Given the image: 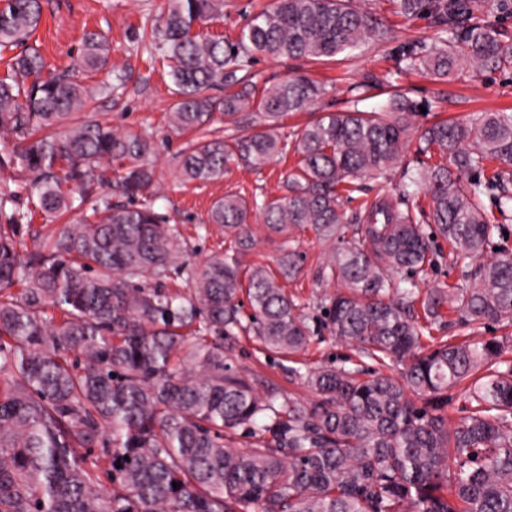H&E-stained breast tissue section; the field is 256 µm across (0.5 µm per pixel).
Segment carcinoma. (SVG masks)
<instances>
[{
	"label": "carcinoma",
	"instance_id": "cac0c4a2",
	"mask_svg": "<svg viewBox=\"0 0 512 512\" xmlns=\"http://www.w3.org/2000/svg\"><path fill=\"white\" fill-rule=\"evenodd\" d=\"M396 2L404 17L440 26L433 43L402 50V69L512 70V35L486 24L481 0ZM221 7L167 0L153 35L177 96L169 125L192 135L179 174L187 183L259 170L290 147L297 162L279 196L214 201L207 223L224 228V253L201 264L156 208L152 138L89 111L104 90L87 83L109 63L103 36L85 37L71 70L47 69L29 47L0 77V512H512V359L496 337L431 333L448 309L472 325L511 322L512 253L450 288L415 281L439 238L481 257L498 228L482 207L489 184L499 214L512 211V112L416 127L420 103L394 91L378 111L319 115L289 140L278 134L284 118L324 86L295 75L259 90L238 72L257 56L346 60L372 18L354 0H273L234 41L192 32ZM41 18L42 0H3L0 59ZM214 87L224 96L209 95ZM412 136L450 164L410 173L398 201L365 204L344 240L353 181L385 175ZM421 188L427 228L400 208ZM77 199L90 213L21 249L36 215L51 222ZM257 212L279 246L275 272L240 261ZM308 229L346 241L320 268L345 291L317 304L319 326L355 346V359L292 369L311 402L262 396L226 353L242 332L291 363L306 350L317 329L282 281L300 277L297 235ZM455 388L470 408L452 424ZM239 430L253 448L229 445Z\"/></svg>",
	"mask_w": 512,
	"mask_h": 512
}]
</instances>
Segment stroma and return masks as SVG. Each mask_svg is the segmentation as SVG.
I'll use <instances>...</instances> for the list:
<instances>
[{
    "label": "stroma",
    "instance_id": "35a3bbf8",
    "mask_svg": "<svg viewBox=\"0 0 512 512\" xmlns=\"http://www.w3.org/2000/svg\"><path fill=\"white\" fill-rule=\"evenodd\" d=\"M272 0H224L221 16L196 25V32L207 36L236 39L241 28L262 6ZM375 21L367 36L349 60L317 64L307 59L256 57L245 68L257 85H270L293 74H304L326 83L327 93L315 110L339 112L358 105L360 110L383 107L387 90L377 88L366 99L357 100L354 87L366 76L391 74L396 88L409 98L425 103L426 113L413 117L414 126L428 125L441 117L476 121L482 113L512 111V71L483 72L472 68L456 70L440 79L421 73H395L396 53L406 44L431 41L437 33L430 19L403 17L395 0H355ZM166 0H46L42 22L32 38L49 69L63 71L77 67L86 34H105L110 42L108 67L92 74L90 85H107L109 95L94 103L112 126L151 135L158 145L156 175L163 187L157 208L178 224L193 250V262L200 263L223 251V235L217 226H206L213 202L228 192L278 193L279 186L295 163L294 157L270 162L260 171L235 168L224 177L207 182H182L178 153L185 138L170 130L167 118L175 100L173 85L163 61L154 59V47L143 34L147 25L158 23ZM416 141L403 144L399 159L386 177L364 179L359 192L345 200L348 215H355L364 202L375 198L398 199L405 169L421 166L425 157L416 149ZM332 248L313 233L299 236L298 249L304 255L300 279L290 283L288 291L301 302L315 295L336 290L334 283L319 277V262ZM237 368L250 373L259 389L275 388L281 396L312 400L304 383L288 372V363L264 348L253 337L237 336L231 354Z\"/></svg>",
    "mask_w": 512,
    "mask_h": 512
}]
</instances>
